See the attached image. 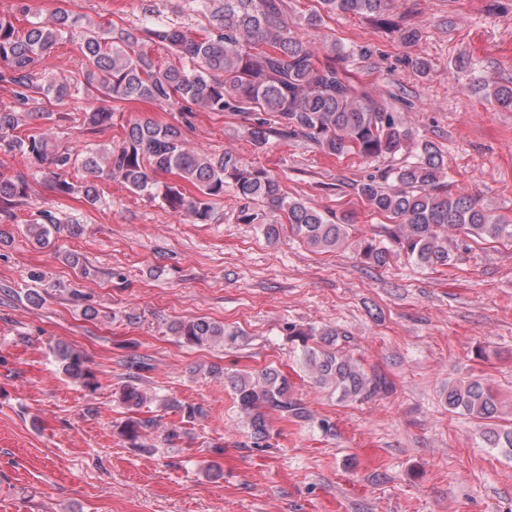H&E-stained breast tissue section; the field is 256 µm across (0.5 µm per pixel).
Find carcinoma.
<instances>
[{"instance_id":"carcinoma-1","label":"carcinoma","mask_w":512,"mask_h":512,"mask_svg":"<svg viewBox=\"0 0 512 512\" xmlns=\"http://www.w3.org/2000/svg\"><path fill=\"white\" fill-rule=\"evenodd\" d=\"M320 8L305 17L319 28L336 14L377 19L403 44L420 40L418 28L397 25L385 14L390 0H318ZM205 24L192 35L175 23L157 21L139 27H115L56 12L49 22H28L16 28L13 16L0 13V85L12 89L13 105L0 108V153L20 156L42 166V175L56 193L83 194L85 202H100L97 180L119 181L129 191L157 200L167 209L189 214L195 223L211 221L215 205L230 193L240 202L238 220L258 225L263 236L277 241L288 234L314 252H329L351 241V220L324 212L310 203L285 195L280 177L269 169L224 151L199 152L189 147L182 126L150 118L121 125L120 143L80 153L53 143L42 131L20 135L19 128L35 120H50L52 102L95 95L105 102H152L176 108L183 115L197 111L228 114L239 119L255 151L263 152L270 139L302 138L327 156L351 153L365 160L395 158L414 139L413 127L391 103L370 94L336 57V46L319 52L288 24V0H206ZM76 46L82 57V79H48L40 60L62 43ZM163 46L179 64L162 66L146 46ZM486 98L512 108V84L484 83ZM112 107L84 112L82 126L91 134L113 127ZM73 168L84 182L68 178ZM445 159L432 141L418 143L412 158H404L381 175L357 184L356 193L369 210L386 221L384 238L354 241L359 259L385 267L393 255L436 269L451 261L448 233L461 241L495 239L512 243V224L484 209L471 194L453 195L445 188ZM159 175H171L172 182ZM30 198L28 175L0 176V214L15 219L14 210ZM59 220L49 211L27 221L26 232L37 244L47 242V225ZM170 331L192 346L234 348L243 333L224 323L196 317L178 321ZM299 342L298 361L313 384L339 399L363 400L387 389L384 379L368 375L359 360L344 349L346 334L333 327L288 326ZM64 373L85 391L99 387L95 372L82 354L64 344L55 347ZM128 380L119 404L132 416L122 424L128 447L141 450L142 436L157 428L158 420L141 416L147 396L137 384L146 364L127 362ZM250 437L259 444L270 436L271 413L296 423L311 419L310 410L290 393L288 379L275 367L254 372H224ZM441 398L454 413L468 415L482 427L487 448L512 454V421L502 424L497 392L479 377L448 382ZM166 407L193 422L198 406L169 400Z\"/></svg>"}]
</instances>
